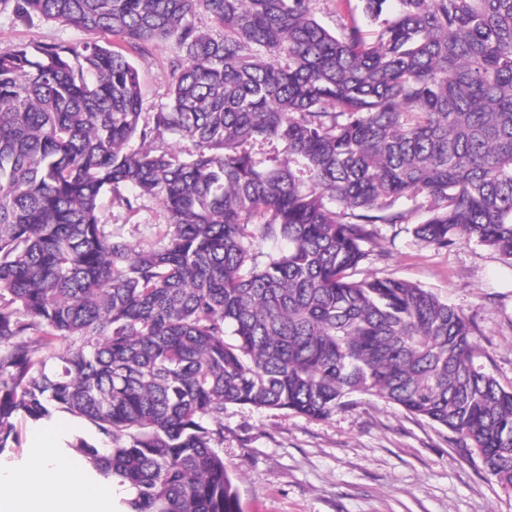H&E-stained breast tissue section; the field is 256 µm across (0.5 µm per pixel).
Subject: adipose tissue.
I'll return each instance as SVG.
<instances>
[{"mask_svg":"<svg viewBox=\"0 0 512 512\" xmlns=\"http://www.w3.org/2000/svg\"><path fill=\"white\" fill-rule=\"evenodd\" d=\"M61 440L55 423L34 425L32 441L42 454L24 474L0 472V512H104L111 487L89 482L58 455Z\"/></svg>","mask_w":512,"mask_h":512,"instance_id":"adipose-tissue-1","label":"adipose tissue"}]
</instances>
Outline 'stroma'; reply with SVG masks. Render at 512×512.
Listing matches in <instances>:
<instances>
[{
    "instance_id": "35a3bbf8",
    "label": "stroma",
    "mask_w": 512,
    "mask_h": 512,
    "mask_svg": "<svg viewBox=\"0 0 512 512\" xmlns=\"http://www.w3.org/2000/svg\"><path fill=\"white\" fill-rule=\"evenodd\" d=\"M86 38L62 22L36 17L18 25L0 12V48ZM178 54L166 41L138 57L144 111L166 103ZM99 216L114 236L141 246L160 243L168 224L149 197L131 213L104 194ZM424 218L420 211L407 224L371 225L364 275L409 281L464 313L485 364L503 386L512 385V266L474 241L424 246L411 231ZM222 448L239 512H512V488L463 452L453 433L371 395H352L325 420L226 406Z\"/></svg>"
}]
</instances>
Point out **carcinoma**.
Segmentation results:
<instances>
[{"instance_id":"cac0c4a2","label":"carcinoma","mask_w":512,"mask_h":512,"mask_svg":"<svg viewBox=\"0 0 512 512\" xmlns=\"http://www.w3.org/2000/svg\"><path fill=\"white\" fill-rule=\"evenodd\" d=\"M316 2L0 0L115 37L0 49V449L70 416L125 512H238L225 406L324 420L363 393L512 488V386L470 320L358 277L368 225L417 211L426 246L512 261V0H358L370 34ZM159 41L180 55L147 116L135 55ZM108 192L156 199L162 245L113 236Z\"/></svg>"}]
</instances>
